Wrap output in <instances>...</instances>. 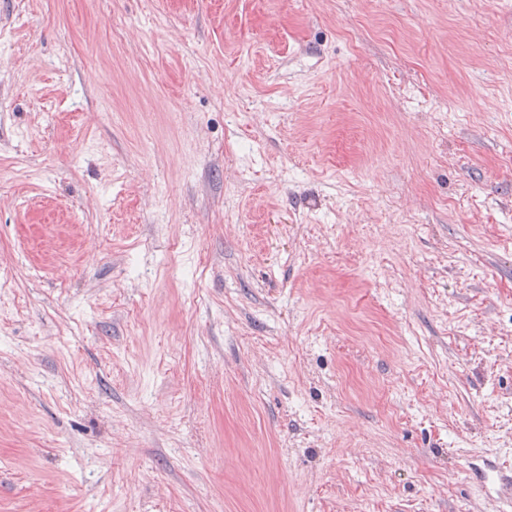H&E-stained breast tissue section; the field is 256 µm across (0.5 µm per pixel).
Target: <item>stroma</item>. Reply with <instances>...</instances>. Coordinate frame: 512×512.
<instances>
[{
  "label": "stroma",
  "instance_id": "stroma-1",
  "mask_svg": "<svg viewBox=\"0 0 512 512\" xmlns=\"http://www.w3.org/2000/svg\"><path fill=\"white\" fill-rule=\"evenodd\" d=\"M512 0H0V512H498Z\"/></svg>",
  "mask_w": 512,
  "mask_h": 512
}]
</instances>
